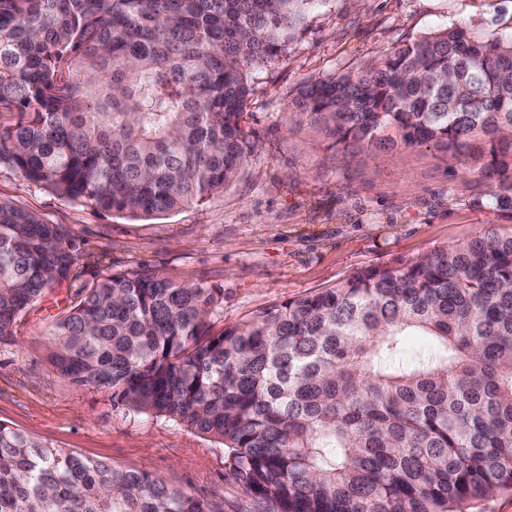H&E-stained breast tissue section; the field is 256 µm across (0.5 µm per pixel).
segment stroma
<instances>
[{"mask_svg": "<svg viewBox=\"0 0 512 512\" xmlns=\"http://www.w3.org/2000/svg\"><path fill=\"white\" fill-rule=\"evenodd\" d=\"M451 25L485 39L510 34L512 0H320L293 38L249 71L243 128L254 151L235 183L172 213L135 220L103 212L0 166V198L65 225L78 256L73 277L0 343V422L148 473L224 512H248L216 439L59 375L48 360L53 322L106 270L149 268L223 289L232 326L354 270L415 260L489 225L512 229V211L484 204V139L472 138L461 154L439 144L339 149L297 108L306 83L365 69Z\"/></svg>", "mask_w": 512, "mask_h": 512, "instance_id": "obj_1", "label": "stroma"}]
</instances>
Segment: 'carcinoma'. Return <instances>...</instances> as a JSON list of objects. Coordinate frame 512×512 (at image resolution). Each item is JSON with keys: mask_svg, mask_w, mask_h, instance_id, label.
Segmentation results:
<instances>
[{"mask_svg": "<svg viewBox=\"0 0 512 512\" xmlns=\"http://www.w3.org/2000/svg\"><path fill=\"white\" fill-rule=\"evenodd\" d=\"M319 2L0 0V165L132 218L203 202L254 150L248 68ZM301 96L336 144L483 137L487 203L512 211V34L451 26ZM75 263L63 225L0 199V342ZM223 311L222 288L107 270L56 320L52 364L217 439L248 512H473L512 490V231L218 329ZM0 512L223 508L1 422Z\"/></svg>", "mask_w": 512, "mask_h": 512, "instance_id": "carcinoma-1", "label": "carcinoma"}]
</instances>
